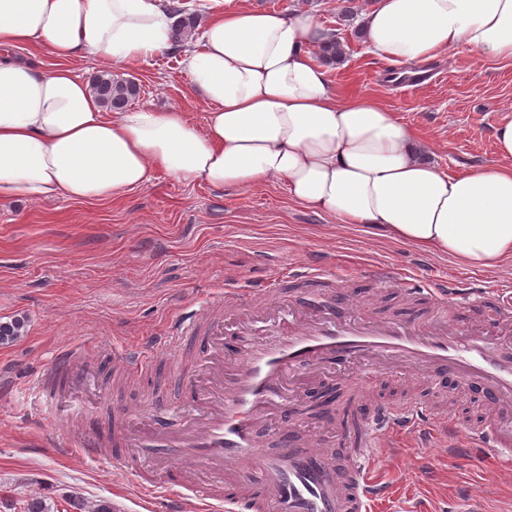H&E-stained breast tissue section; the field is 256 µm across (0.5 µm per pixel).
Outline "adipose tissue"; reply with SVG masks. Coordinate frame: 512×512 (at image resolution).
<instances>
[{
	"label": "adipose tissue",
	"mask_w": 512,
	"mask_h": 512,
	"mask_svg": "<svg viewBox=\"0 0 512 512\" xmlns=\"http://www.w3.org/2000/svg\"><path fill=\"white\" fill-rule=\"evenodd\" d=\"M166 0H0V205L109 200L162 172L186 186L278 181L342 223L494 271L512 262V115L496 128L500 166L450 175L370 97L341 98L312 52L323 30L303 11L209 15L182 64L208 111L107 112L67 64L117 67L176 49ZM379 56L418 65L464 46L512 61V0H373L363 15ZM63 60L46 74L13 48Z\"/></svg>",
	"instance_id": "adipose-tissue-1"
}]
</instances>
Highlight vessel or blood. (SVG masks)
Instances as JSON below:
<instances>
[{"mask_svg": "<svg viewBox=\"0 0 512 512\" xmlns=\"http://www.w3.org/2000/svg\"><path fill=\"white\" fill-rule=\"evenodd\" d=\"M407 286L438 300L458 293L447 282L413 278ZM285 297L275 276L248 289L225 286L223 300L207 316L177 319L156 353L122 352L129 374H141L161 353L173 356L192 382L209 369L225 328L240 338L237 364L217 374L209 390L193 401L155 409L150 431L133 435L121 422L79 435L81 451L94 456L99 448L112 447L113 459L134 470L142 488L155 498L170 494L169 472L180 467L184 489L204 512H373L386 494L372 478L373 457L380 450L399 451L405 436L426 433L442 446L454 437L470 449H512L510 429L440 426L435 419H424L422 408L412 403L378 410L365 421L363 433L346 436L342 452L318 444L289 447L291 373L342 368L358 359L398 362L425 373H456L484 386L486 399L498 403L512 400V357H503L481 336L449 324L439 313L407 327L354 319L346 307L326 302L317 289L295 310L285 307ZM268 317L280 328V340L254 338V325ZM194 342L210 348V355L185 358V348ZM269 435L280 442L276 450L265 445Z\"/></svg>", "mask_w": 512, "mask_h": 512, "instance_id": "obj_1", "label": "vessel or blood"}]
</instances>
